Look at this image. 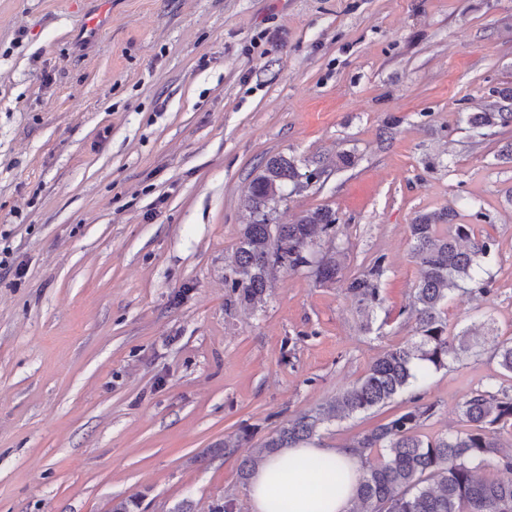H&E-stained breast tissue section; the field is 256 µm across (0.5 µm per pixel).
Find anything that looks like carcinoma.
I'll return each instance as SVG.
<instances>
[{
	"mask_svg": "<svg viewBox=\"0 0 512 512\" xmlns=\"http://www.w3.org/2000/svg\"><path fill=\"white\" fill-rule=\"evenodd\" d=\"M497 100L470 112L472 130L512 131V90H492ZM300 160L277 154L265 160L249 183L251 221L242 225L238 242L225 260L224 285L243 305L262 301L271 270H307L315 282L338 279L345 249L336 244L342 229L336 211L322 207L303 212L292 224L271 220L277 206L305 185L319 180L326 167L301 171ZM451 232L441 235L438 226ZM411 254L417 267L414 299L403 310L412 326L407 342L381 353L359 381L332 400L281 423L257 449L262 458L281 448H297L320 437L337 418H349L381 408L399 396L406 406L357 437L353 448L362 471L350 512H512V479H485L478 470L492 467L512 472V448L502 442L512 432V396L491 388L471 394L460 406L466 428L432 440L418 433L437 408L422 401L419 389L433 370L446 369L478 355L470 329L448 334L443 306L456 293L485 294V258L494 242L475 235L471 224L456 222L450 209L426 212L410 225ZM386 257L372 259L368 268L349 280L347 291L366 314L381 307V280ZM500 366L512 374V338L495 344ZM378 449L371 463L365 453Z\"/></svg>",
	"mask_w": 512,
	"mask_h": 512,
	"instance_id": "carcinoma-1",
	"label": "carcinoma"
}]
</instances>
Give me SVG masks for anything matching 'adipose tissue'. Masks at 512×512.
Listing matches in <instances>:
<instances>
[{
	"instance_id": "ef3b65f1",
	"label": "adipose tissue",
	"mask_w": 512,
	"mask_h": 512,
	"mask_svg": "<svg viewBox=\"0 0 512 512\" xmlns=\"http://www.w3.org/2000/svg\"><path fill=\"white\" fill-rule=\"evenodd\" d=\"M328 460L331 472L308 468V461ZM346 476L343 492L332 489L334 471ZM361 474L359 458L348 448L311 444L284 448L264 458L249 481L251 512H278L279 498L288 499L290 512H350Z\"/></svg>"
}]
</instances>
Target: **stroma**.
<instances>
[{"label": "stroma", "instance_id": "stroma-1", "mask_svg": "<svg viewBox=\"0 0 512 512\" xmlns=\"http://www.w3.org/2000/svg\"><path fill=\"white\" fill-rule=\"evenodd\" d=\"M99 7L0 0V257L26 269L0 279V512H250L240 458L409 339V226L445 206L493 240L492 283L444 306L481 354L430 375L420 432L462 428L488 385L512 394L492 354L512 338V164L466 123L512 87V0H112L102 31L86 25ZM341 152L354 166L274 218L336 211L342 280L276 270L262 306L237 303L224 259L260 163ZM378 254L368 324L344 281ZM245 425L251 441L218 454Z\"/></svg>", "mask_w": 512, "mask_h": 512}]
</instances>
